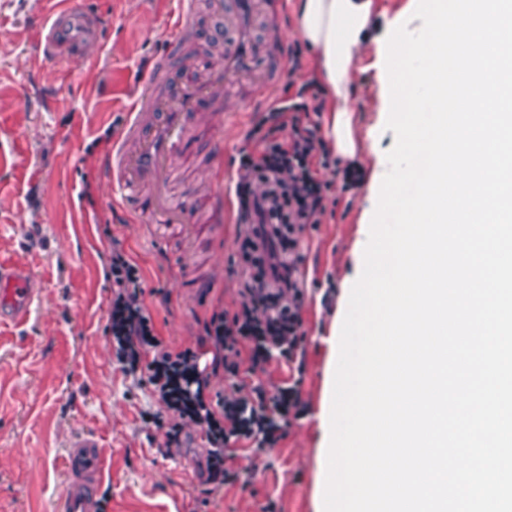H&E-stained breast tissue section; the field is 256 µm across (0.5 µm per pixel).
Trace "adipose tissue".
Segmentation results:
<instances>
[{"mask_svg":"<svg viewBox=\"0 0 512 512\" xmlns=\"http://www.w3.org/2000/svg\"><path fill=\"white\" fill-rule=\"evenodd\" d=\"M295 8L298 33L331 94L330 144L339 157L353 155L352 66L373 23L372 0H296Z\"/></svg>","mask_w":512,"mask_h":512,"instance_id":"ef3b65f1","label":"adipose tissue"}]
</instances>
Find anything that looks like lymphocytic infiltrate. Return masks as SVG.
Instances as JSON below:
<instances>
[{"instance_id": "1", "label": "lymphocytic infiltrate", "mask_w": 512, "mask_h": 512, "mask_svg": "<svg viewBox=\"0 0 512 512\" xmlns=\"http://www.w3.org/2000/svg\"><path fill=\"white\" fill-rule=\"evenodd\" d=\"M301 92L304 101L271 105L246 130L238 149L237 232L227 271L239 282V301L205 324L220 352L212 367L232 381L276 358L296 363L304 351L303 242L328 210L333 183L323 173L336 170L339 161L319 135L318 86L308 82ZM107 276L115 289L109 328L116 340L127 341L129 365L144 366L148 384L167 410V447H180L185 426L195 423L211 448L241 441L271 448L303 415L298 377L285 386L256 387L249 395L208 403L209 369L201 368L192 349L163 347L143 306L140 268L120 247L111 251ZM145 347L154 350L147 362L141 353Z\"/></svg>"}]
</instances>
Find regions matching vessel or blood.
<instances>
[{"label":"vessel or blood","mask_w":512,"mask_h":512,"mask_svg":"<svg viewBox=\"0 0 512 512\" xmlns=\"http://www.w3.org/2000/svg\"><path fill=\"white\" fill-rule=\"evenodd\" d=\"M281 3L210 0L211 15L224 22V64L205 77L183 59L192 43L196 0H178L176 19L169 26V48L144 77L141 91L131 96L124 130L101 164L113 201L123 200L139 188H150L152 223L168 225L177 235L199 238L209 234L211 227L202 223L201 217L217 211L216 196H186L175 204L171 189L186 169L197 167L199 152H206L211 166H224V143L201 125L202 112L221 115L230 91L252 71L256 59H263L265 77L239 98V106L265 100L282 76L285 41L280 31L274 27L261 34L256 31L262 18ZM46 14L47 33L34 47L35 56L44 62L80 61L88 46H103L102 21L74 6L72 0H49ZM34 285L35 274L29 264L14 256L0 259V324L26 323ZM67 463L71 480L62 497L63 512H94L90 481L104 466L100 443L91 437L75 439Z\"/></svg>","instance_id":"vessel-or-blood-1"}]
</instances>
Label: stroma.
Here are the masks:
<instances>
[{
    "mask_svg": "<svg viewBox=\"0 0 512 512\" xmlns=\"http://www.w3.org/2000/svg\"><path fill=\"white\" fill-rule=\"evenodd\" d=\"M76 3L111 20L107 48L47 66L32 53L44 32V0H0V154L12 160L0 168V256L26 259L40 282L29 321L0 326V512H58L64 460L80 436L95 437L105 452L95 512H266L270 502L275 512H321L328 368L396 143L386 128L388 24L400 17L418 31L415 0H374V24L353 63L358 147L339 163L336 213L312 230L307 251L309 410L277 446L229 447L240 471L221 489L206 479L199 426L186 425L181 447H166L156 421L164 408L140 374L127 372L108 330L114 290L106 269L116 242L141 266L144 305L170 348L198 349L205 322L239 299L227 273L234 223L181 238L113 207L100 179L107 139L125 124L135 80L164 51L177 0ZM78 208L93 221V244L73 234Z\"/></svg>",
    "mask_w": 512,
    "mask_h": 512,
    "instance_id": "obj_1",
    "label": "stroma"
}]
</instances>
